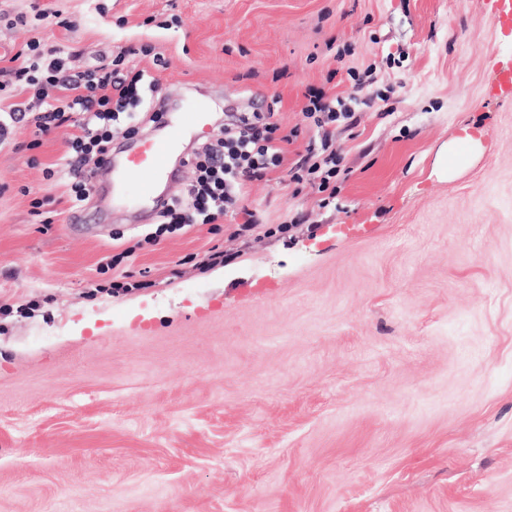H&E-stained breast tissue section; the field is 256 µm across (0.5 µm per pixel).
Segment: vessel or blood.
I'll return each mask as SVG.
<instances>
[{
  "label": "vessel or blood",
  "mask_w": 512,
  "mask_h": 512,
  "mask_svg": "<svg viewBox=\"0 0 512 512\" xmlns=\"http://www.w3.org/2000/svg\"><path fill=\"white\" fill-rule=\"evenodd\" d=\"M162 132L146 142L143 147L127 160L123 182L133 191L134 201L155 199L160 185L176 180L178 172L172 166L177 147L194 132H205L207 108L197 103L175 117L163 119Z\"/></svg>",
  "instance_id": "obj_1"
}]
</instances>
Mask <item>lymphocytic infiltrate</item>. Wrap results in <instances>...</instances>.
<instances>
[{
  "mask_svg": "<svg viewBox=\"0 0 512 512\" xmlns=\"http://www.w3.org/2000/svg\"><path fill=\"white\" fill-rule=\"evenodd\" d=\"M70 59L71 50L64 45L28 43L13 55L12 67L0 74V96L9 102V119L27 121L35 136L79 126V134L69 137L64 154L54 164L59 178L70 185L72 203L78 208L89 196L90 179L100 154L112 142L114 125L145 104L138 93L144 73L126 69L122 51L84 71L72 70ZM28 91L33 94L29 101L24 98ZM303 113L317 127L320 146L292 168L291 181L298 186L316 185L324 193L332 190L341 163L331 128H355L356 112L346 100L319 92L310 95ZM278 129L272 113L242 116L226 125L215 143L189 155L186 164L196 177L181 195L166 203L161 213L163 231L179 230L200 216L212 224L234 209L246 181L281 166L284 147Z\"/></svg>",
  "mask_w": 512,
  "mask_h": 512,
  "instance_id": "f902f5d3",
  "label": "lymphocytic infiltrate"
}]
</instances>
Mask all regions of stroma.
<instances>
[{
	"instance_id": "obj_1",
	"label": "stroma",
	"mask_w": 512,
	"mask_h": 512,
	"mask_svg": "<svg viewBox=\"0 0 512 512\" xmlns=\"http://www.w3.org/2000/svg\"><path fill=\"white\" fill-rule=\"evenodd\" d=\"M51 4L73 27L7 26ZM496 0H0L75 70L127 48L206 137L274 111L283 165L163 235L95 176L78 231L43 169L69 128L0 142V512H512V66ZM151 45L153 56L139 54ZM164 66H156L155 57ZM336 198L295 191L308 89L348 97ZM476 155L447 172L464 133ZM48 198L40 223L31 201ZM255 227L238 232L247 219ZM287 232H279L280 224ZM222 264L201 267L211 249ZM119 265H112L113 256ZM115 281L125 291L109 294Z\"/></svg>"
}]
</instances>
